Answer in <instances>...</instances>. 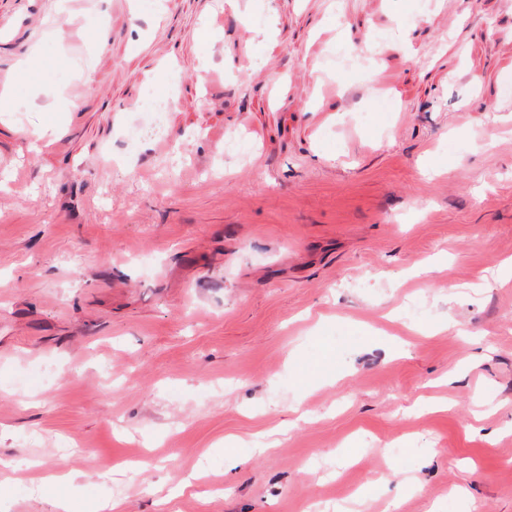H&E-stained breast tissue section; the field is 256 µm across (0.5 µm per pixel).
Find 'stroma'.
<instances>
[{"instance_id": "35a3bbf8", "label": "stroma", "mask_w": 512, "mask_h": 512, "mask_svg": "<svg viewBox=\"0 0 512 512\" xmlns=\"http://www.w3.org/2000/svg\"><path fill=\"white\" fill-rule=\"evenodd\" d=\"M1 75L0 512H512V0H0Z\"/></svg>"}]
</instances>
